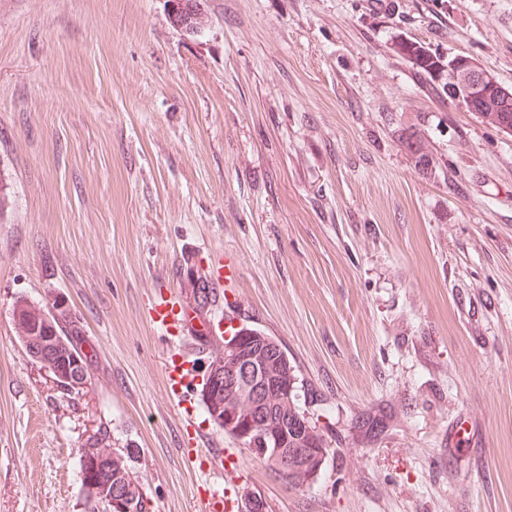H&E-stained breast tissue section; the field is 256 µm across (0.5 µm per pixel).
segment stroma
Wrapping results in <instances>:
<instances>
[{"instance_id":"1","label":"stroma","mask_w":512,"mask_h":512,"mask_svg":"<svg viewBox=\"0 0 512 512\" xmlns=\"http://www.w3.org/2000/svg\"><path fill=\"white\" fill-rule=\"evenodd\" d=\"M200 2L187 33L168 0H0V512H84L100 428L149 512L246 488L268 512H512V134L393 50L512 87V0ZM219 258L234 284L200 316L284 348L331 449L306 489L211 420L199 328L149 320L194 309ZM20 296L78 321L80 392L29 357ZM189 432L217 455L188 463ZM394 49L425 76L431 91L438 98L448 99V103L455 108H462L474 114L479 112L477 117L491 128L501 132H512V117L505 120L503 131L500 128L502 113L512 112V106L510 110V106L507 105V100L512 99V90L504 88L497 77L484 69L474 58L466 55L444 57L412 39L397 41ZM448 72L451 74L449 82ZM490 90H493L495 95L497 93L501 97L504 96L505 106L501 112H498V105L492 100L488 101L487 107L481 112L485 104V94ZM416 166L428 171L435 166V161L426 147L423 136L419 132L408 134L403 140ZM151 320L166 330H179L189 324L193 317L187 309L176 310L174 305L159 304L149 311Z\"/></svg>"}]
</instances>
